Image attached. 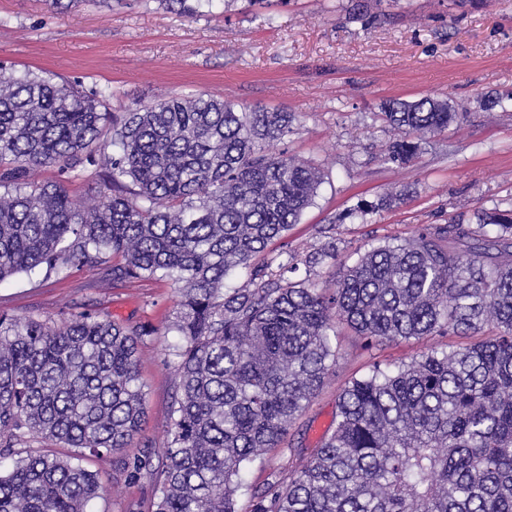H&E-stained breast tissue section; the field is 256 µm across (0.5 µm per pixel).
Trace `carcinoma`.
I'll use <instances>...</instances> for the list:
<instances>
[{
  "label": "carcinoma",
  "mask_w": 512,
  "mask_h": 512,
  "mask_svg": "<svg viewBox=\"0 0 512 512\" xmlns=\"http://www.w3.org/2000/svg\"><path fill=\"white\" fill-rule=\"evenodd\" d=\"M112 93L0 66V282L112 262V284L172 281L177 382L162 462L121 459L154 478L151 512H238L245 474L283 450L300 462L250 489V512H512V209L476 223L421 224L360 254L340 279L336 225L301 256L268 246L314 204L321 165L273 148L292 112L206 93L109 110ZM486 112L512 95H485ZM398 133L385 160L458 122L446 99L385 103ZM53 166L59 178L39 179ZM92 177L91 205L67 183ZM400 199L359 203L363 224ZM309 275L296 279L299 265ZM237 272L240 288L226 286ZM363 348L458 337L410 362L375 361L348 381L334 428L305 452L286 441L336 365V337ZM159 330L84 310L60 321L0 315V512H86L102 489L78 454H123L146 423L141 345Z\"/></svg>",
  "instance_id": "carcinoma-1"
}]
</instances>
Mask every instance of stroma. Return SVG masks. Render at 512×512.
Segmentation results:
<instances>
[{
    "label": "stroma",
    "mask_w": 512,
    "mask_h": 512,
    "mask_svg": "<svg viewBox=\"0 0 512 512\" xmlns=\"http://www.w3.org/2000/svg\"><path fill=\"white\" fill-rule=\"evenodd\" d=\"M0 65L16 73H49L112 91L111 108L126 111L168 95L205 92L247 107L295 113L282 147L320 161L325 179L314 204L273 250L306 253L323 242L318 230L336 222L338 265L319 270L335 280L341 263L387 239L409 236L420 224H442L494 206L512 207V112L486 113L480 98L512 94V0L452 9L448 0H212L199 15L174 0H0ZM424 95L451 99L465 115L422 140L414 165L383 159L393 136L378 114L393 99ZM400 201L371 223L349 219L358 202L388 192ZM105 266L87 264L51 276L35 271L0 283V313L59 320L92 310L113 320L164 328L173 321L170 282L143 279L101 287ZM176 334L161 335L139 354L154 450L167 443L175 375ZM427 340L387 343L372 351L356 337L338 340L333 372L289 431L316 447L331 429L336 397L373 361L419 355ZM83 465L103 483L89 512H126L149 504L150 476L125 481L115 457L85 455Z\"/></svg>",
    "instance_id": "35a3bbf8"
}]
</instances>
